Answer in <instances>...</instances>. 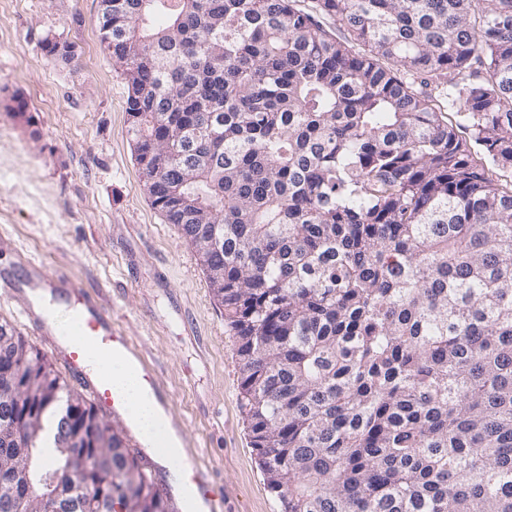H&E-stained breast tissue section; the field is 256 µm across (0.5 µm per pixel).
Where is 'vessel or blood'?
<instances>
[{
  "instance_id": "vessel-or-blood-1",
  "label": "vessel or blood",
  "mask_w": 512,
  "mask_h": 512,
  "mask_svg": "<svg viewBox=\"0 0 512 512\" xmlns=\"http://www.w3.org/2000/svg\"><path fill=\"white\" fill-rule=\"evenodd\" d=\"M43 285L33 267L29 268L22 281L0 273V292L15 296L19 316L54 347L97 404L111 411L125 408V398L108 376H94L86 370L93 357H108L130 349L127 337L112 323L111 310L84 290H73L68 307L79 318L85 340L79 344L71 343L62 337L51 313L38 311L28 298L20 294L21 288L35 289ZM199 454V449H187L180 460L162 469L158 487L174 512H183L193 504L198 506L199 512H224V494L217 485L213 469L201 464Z\"/></svg>"
}]
</instances>
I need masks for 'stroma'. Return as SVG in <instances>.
I'll list each match as a JSON object with an SVG mask.
<instances>
[{
    "instance_id": "1",
    "label": "stroma",
    "mask_w": 512,
    "mask_h": 512,
    "mask_svg": "<svg viewBox=\"0 0 512 512\" xmlns=\"http://www.w3.org/2000/svg\"><path fill=\"white\" fill-rule=\"evenodd\" d=\"M99 0H0V272L82 282L140 349L225 512H280L239 401L240 361L194 249L152 206L128 133L127 88L100 44ZM72 44L70 64L45 37ZM23 96L31 120L7 109Z\"/></svg>"
}]
</instances>
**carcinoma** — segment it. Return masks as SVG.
<instances>
[{
	"label": "carcinoma",
	"mask_w": 512,
	"mask_h": 512,
	"mask_svg": "<svg viewBox=\"0 0 512 512\" xmlns=\"http://www.w3.org/2000/svg\"><path fill=\"white\" fill-rule=\"evenodd\" d=\"M99 32L162 150L152 205L213 243L282 512H512V0H113ZM65 415L49 459L15 437ZM26 496L169 512L0 322V512Z\"/></svg>",
	"instance_id": "cac0c4a2"
}]
</instances>
